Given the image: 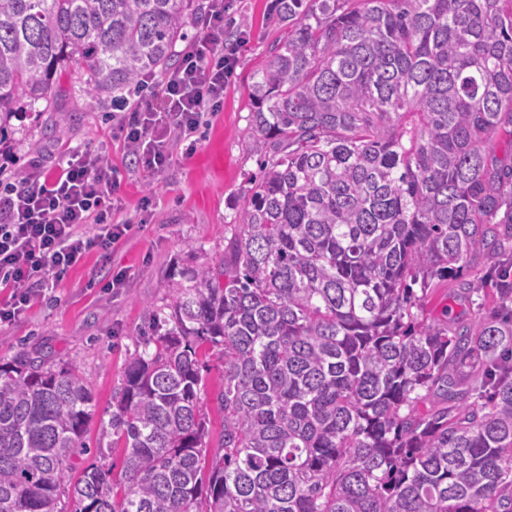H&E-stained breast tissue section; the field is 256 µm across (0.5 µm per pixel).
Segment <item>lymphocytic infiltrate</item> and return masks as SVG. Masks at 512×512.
<instances>
[{
	"instance_id": "f902f5d3",
	"label": "lymphocytic infiltrate",
	"mask_w": 512,
	"mask_h": 512,
	"mask_svg": "<svg viewBox=\"0 0 512 512\" xmlns=\"http://www.w3.org/2000/svg\"><path fill=\"white\" fill-rule=\"evenodd\" d=\"M231 22L224 0H210L205 43L180 51V63L164 75L140 106L121 113L124 146L152 172H162L171 149H196L194 138L224 104V89L238 48L224 42ZM117 171L98 151L79 150L49 176L32 168L0 178V292L9 294L0 321L31 300L36 288H51L93 248L108 249L130 230L112 221Z\"/></svg>"
}]
</instances>
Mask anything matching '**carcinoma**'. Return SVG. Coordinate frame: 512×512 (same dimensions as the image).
I'll return each mask as SVG.
<instances>
[{"instance_id":"1","label":"carcinoma","mask_w":512,"mask_h":512,"mask_svg":"<svg viewBox=\"0 0 512 512\" xmlns=\"http://www.w3.org/2000/svg\"><path fill=\"white\" fill-rule=\"evenodd\" d=\"M274 2L288 36L251 92L272 160L129 356L121 475L98 447L64 483L94 396L23 352L0 364V512H512V282L498 317L425 316L461 261L512 241V0ZM202 9L0 0V132L64 73L126 107ZM207 347H203L200 350L201 359L207 361V370L203 371L202 374L205 377V385L201 394L203 411L208 417L209 427V448H215L218 446L219 439L222 432L223 426V413L220 411L216 401V392L220 381V375L222 372L221 364L210 356V352L204 353Z\"/></svg>"}]
</instances>
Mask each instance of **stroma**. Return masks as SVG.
I'll list each match as a JSON object with an SVG mask.
<instances>
[{
	"instance_id": "35a3bbf8",
	"label": "stroma",
	"mask_w": 512,
	"mask_h": 512,
	"mask_svg": "<svg viewBox=\"0 0 512 512\" xmlns=\"http://www.w3.org/2000/svg\"><path fill=\"white\" fill-rule=\"evenodd\" d=\"M271 3L232 0L233 28L245 31L246 40L224 90V105L202 129L196 151L187 156L174 149L164 172L130 168L111 99L89 98L68 77L62 78L50 111L19 113L0 134V166L13 174L34 164L54 174L73 151L87 148L106 154L121 179L114 219L132 224L130 236L109 251L91 250L57 286L36 293L14 319L0 322V363L23 352L47 353L54 363L75 368L90 385L96 413L86 435L89 448L100 443V424L112 413L128 356L153 311L169 304L181 269L223 255L224 238L249 193V178L259 171L251 86L283 36L270 20ZM59 113L66 123L58 130L53 120ZM500 270V257L468 258L460 276L439 283L433 311L450 308L451 318L463 322L489 315L494 298L486 281ZM118 274L125 278L123 288H107ZM221 372L220 363L208 358L201 398L213 448L223 426L216 401Z\"/></svg>"
}]
</instances>
